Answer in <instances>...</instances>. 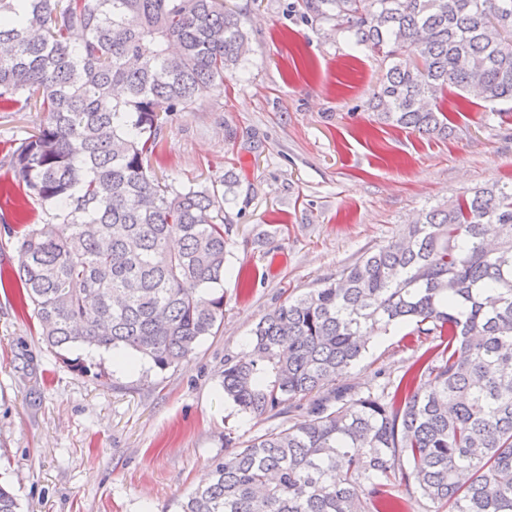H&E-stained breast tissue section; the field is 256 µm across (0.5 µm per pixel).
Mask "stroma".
Listing matches in <instances>:
<instances>
[{
	"label": "stroma",
	"mask_w": 512,
	"mask_h": 512,
	"mask_svg": "<svg viewBox=\"0 0 512 512\" xmlns=\"http://www.w3.org/2000/svg\"><path fill=\"white\" fill-rule=\"evenodd\" d=\"M300 2L229 0L245 12L252 53L223 90L169 116L151 159L159 179L180 187L236 181L224 206V321L215 335L166 370L146 359L123 369L104 350L56 354L16 289L0 288V483L20 512H181L223 456L225 435L241 446L306 416L302 407L249 416L224 397V361L248 351L262 316L431 207L512 182V112L452 92L448 136L379 123L370 103L385 64L333 23L307 18ZM41 119L0 112L7 274L20 262L18 237L46 219L8 167ZM423 351L405 328L392 329L336 384L362 395L397 381Z\"/></svg>",
	"instance_id": "1"
}]
</instances>
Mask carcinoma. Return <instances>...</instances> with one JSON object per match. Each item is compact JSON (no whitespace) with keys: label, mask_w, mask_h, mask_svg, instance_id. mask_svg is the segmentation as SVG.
<instances>
[{"label":"carcinoma","mask_w":512,"mask_h":512,"mask_svg":"<svg viewBox=\"0 0 512 512\" xmlns=\"http://www.w3.org/2000/svg\"><path fill=\"white\" fill-rule=\"evenodd\" d=\"M389 63L379 121L442 135L450 88L512 104V0H302ZM83 33L76 45L71 34ZM250 52L225 0H0V109L35 110L13 150L51 212L18 240L19 302L52 349H124L166 370L224 321V204L235 181L178 188L149 160ZM432 337L396 383L333 388L371 338ZM224 361L241 412L307 418L214 459L183 512H512V183L425 212L320 286L266 313Z\"/></svg>","instance_id":"1"}]
</instances>
